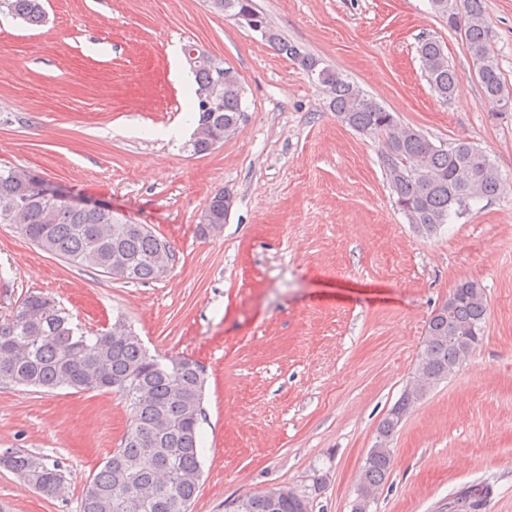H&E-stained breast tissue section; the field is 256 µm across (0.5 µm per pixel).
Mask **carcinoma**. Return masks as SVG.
I'll return each mask as SVG.
<instances>
[{
	"instance_id": "obj_1",
	"label": "carcinoma",
	"mask_w": 512,
	"mask_h": 512,
	"mask_svg": "<svg viewBox=\"0 0 512 512\" xmlns=\"http://www.w3.org/2000/svg\"><path fill=\"white\" fill-rule=\"evenodd\" d=\"M210 8L232 18L254 12V0H208ZM28 24L43 22L40 0H0ZM433 13L460 34L473 61L485 99L512 110V91L502 77L492 46L484 0H430ZM266 42L304 71L315 69L329 90V108L354 131L382 141L381 163L395 204L417 232L430 236L479 198H491L500 188L490 155L469 141L433 143L421 131L402 124L374 97L322 60L289 43L266 15ZM419 58L428 83L446 102L458 90L460 74L449 64L442 43L425 39ZM242 108L239 86L224 84V96L197 126L210 128L224 141V129L237 124ZM44 178L18 167H0V224L18 232L48 253L76 266L112 273V256L120 255L128 274L124 284L158 280L155 257L163 240L146 224L112 211L83 208L43 195ZM487 320L484 289L473 280L456 285L448 300L433 313L413 375L378 427L376 442L364 459L356 493L373 504L390 475L389 443L403 420L441 381L459 370L481 342ZM0 382L77 392H117L129 410V424L118 448L93 475L81 501V512H188L202 478L199 424L204 414L205 376L184 356L151 355L143 344L107 329L93 336L74 327L68 312L43 293H30L10 314L0 316ZM176 448L174 468L161 471L164 449ZM9 470L28 478L46 496H56L63 484L57 467L31 453L5 454ZM136 481L148 494L132 507L126 480ZM488 490L474 488L454 502L460 512L485 504ZM243 512H310V502L291 495L270 507L266 492L244 496Z\"/></svg>"
}]
</instances>
